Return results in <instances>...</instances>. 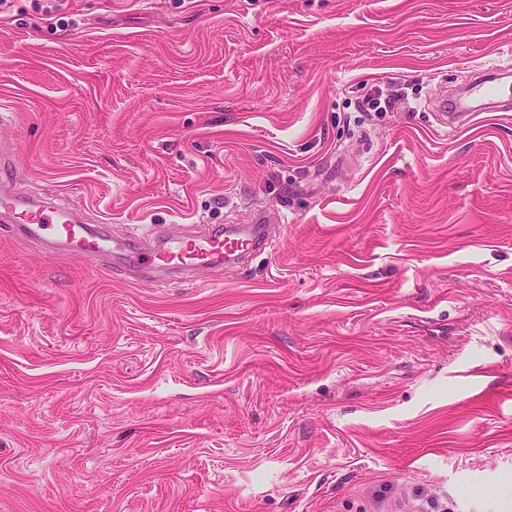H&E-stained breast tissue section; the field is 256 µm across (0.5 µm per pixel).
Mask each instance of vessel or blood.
<instances>
[{
    "instance_id": "obj_1",
    "label": "vessel or blood",
    "mask_w": 512,
    "mask_h": 512,
    "mask_svg": "<svg viewBox=\"0 0 512 512\" xmlns=\"http://www.w3.org/2000/svg\"><path fill=\"white\" fill-rule=\"evenodd\" d=\"M0 216L18 232L72 255H96L112 248L106 227L85 223L80 206L19 194L14 177L6 175L1 166ZM271 249L265 218L259 215L253 223L215 226L201 236L136 241L124 251L129 264L136 268L188 275L202 268L247 261Z\"/></svg>"
}]
</instances>
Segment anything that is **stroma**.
Listing matches in <instances>:
<instances>
[{
    "instance_id": "1",
    "label": "stroma",
    "mask_w": 512,
    "mask_h": 512,
    "mask_svg": "<svg viewBox=\"0 0 512 512\" xmlns=\"http://www.w3.org/2000/svg\"><path fill=\"white\" fill-rule=\"evenodd\" d=\"M510 64L512 0H8L22 190L274 248L150 279L0 222V512H512V108L435 116Z\"/></svg>"
}]
</instances>
